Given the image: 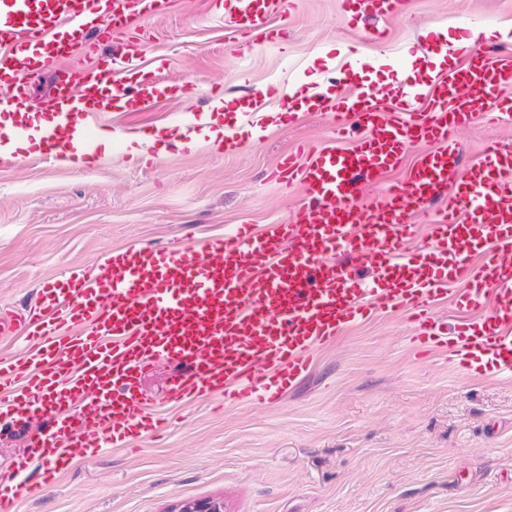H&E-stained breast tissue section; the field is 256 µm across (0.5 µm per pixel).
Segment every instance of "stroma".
<instances>
[{
  "label": "stroma",
  "mask_w": 512,
  "mask_h": 512,
  "mask_svg": "<svg viewBox=\"0 0 512 512\" xmlns=\"http://www.w3.org/2000/svg\"><path fill=\"white\" fill-rule=\"evenodd\" d=\"M224 16L219 0H170L144 20L166 92L106 114L110 167H0V304L30 301L111 248L286 221L298 198L270 179L283 155L299 143L342 145L326 113L295 105L312 78L331 96L351 82L353 55L368 61L367 87L399 76L425 91L436 46L465 31L512 53V0H409L382 42L341 0H286L277 42L241 53ZM186 83L198 88L190 103L178 91ZM214 84L238 149L164 145L151 163L132 154L129 133H164L189 108L213 109ZM257 91L276 95L258 138L240 123ZM498 142L512 143V122L475 123L461 137L464 161ZM411 333L401 313L373 315L320 352L280 402L192 405L164 436L81 461L17 512H168L205 498L222 499L224 512H512V377L475 380L440 357L418 359Z\"/></svg>",
  "instance_id": "1"
}]
</instances>
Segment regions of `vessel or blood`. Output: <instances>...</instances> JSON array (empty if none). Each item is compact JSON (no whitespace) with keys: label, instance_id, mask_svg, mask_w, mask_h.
Wrapping results in <instances>:
<instances>
[{"label":"vessel or blood","instance_id":"1","mask_svg":"<svg viewBox=\"0 0 512 512\" xmlns=\"http://www.w3.org/2000/svg\"><path fill=\"white\" fill-rule=\"evenodd\" d=\"M139 0H0V115L27 141L11 163L39 158L85 167L111 164L95 140L104 113L153 96V61L132 19ZM283 0H229L242 42L274 41ZM405 0H342L352 21L401 15ZM116 38L108 69L101 39ZM74 54L77 78L40 97L28 89ZM465 66L427 92L393 85L311 88L337 134L361 130L355 146L299 147L272 176L301 201L281 224L240 225L167 249L107 251L96 270H71L21 310L0 308V418L35 427L0 470V512L54 484L72 465L125 448L164 425L163 412L220 402L277 403L344 329L397 310L409 343L445 354L475 378L512 375V145L492 146L460 168V136L473 122L512 118V55L489 60L473 47ZM418 153L404 181L364 205L356 182ZM428 258L409 254L413 217L432 202ZM455 302L487 310L461 328L433 312ZM172 364L161 399L141 388L144 370Z\"/></svg>","mask_w":512,"mask_h":512}]
</instances>
